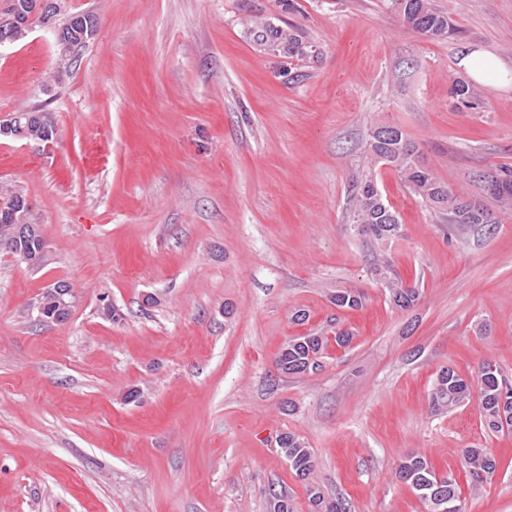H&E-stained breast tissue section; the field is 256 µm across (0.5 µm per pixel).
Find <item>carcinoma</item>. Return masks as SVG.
Listing matches in <instances>:
<instances>
[{
  "label": "carcinoma",
  "instance_id": "carcinoma-1",
  "mask_svg": "<svg viewBox=\"0 0 512 512\" xmlns=\"http://www.w3.org/2000/svg\"><path fill=\"white\" fill-rule=\"evenodd\" d=\"M389 5L404 24L420 33L443 28L448 35L455 34L451 19L435 8L433 0H389ZM46 19L47 16L38 10L31 8L25 11L15 28L18 38H23L34 22L43 23ZM259 37L263 42L281 45L290 57L303 55V48L308 45L303 34L295 27L288 28L285 33L268 26ZM450 94L467 106L478 107L476 93L463 80L452 83ZM32 113L37 118L28 125L27 138L40 140L46 130L53 128V124L48 113L43 110L34 109ZM409 147L414 149L416 145L405 131L398 126L385 124L373 131L368 143L369 154L395 170L412 194L448 225L449 233L462 235L479 224L478 215L487 214L489 210L476 200L470 201L472 209H463L465 199L453 194L419 160L410 156L407 152ZM496 175L498 187L491 196L501 208L509 209L512 207V168H501ZM353 200L351 223L357 225L361 232L370 235L378 245L379 252L373 255V264L386 285L390 301L401 309L414 307L420 299L419 288L391 276V265L386 254L387 245L403 234V224L397 211L384 199L369 173L357 181ZM19 227L27 231L39 230V225L33 222L25 195L6 188L0 194V236L7 237ZM21 245L29 258L27 265L32 269L42 266L45 254L41 252V239L29 233ZM332 301L342 309L362 306L361 295L345 288L336 290ZM331 340L338 347H347L353 340V334L338 328L330 338L317 332L294 336L279 352L275 365L288 375L316 372L323 368L325 350ZM474 397L477 398L480 422L485 428L498 432L505 427H512V380L492 360L481 364L475 385L452 368L440 370L430 390L429 402L434 411L445 412L469 403ZM278 447L280 455L297 475L305 476L313 469L314 454L296 434H282ZM462 459L464 467L479 481L494 474L497 469L496 458L486 448H465ZM395 476L416 492L427 504L428 512H450L448 507H456L460 502L456 480L451 476L437 474L423 455L406 456L399 464ZM309 492L316 507L315 512H345L339 500L325 495L315 487L310 488Z\"/></svg>",
  "mask_w": 512,
  "mask_h": 512
}]
</instances>
